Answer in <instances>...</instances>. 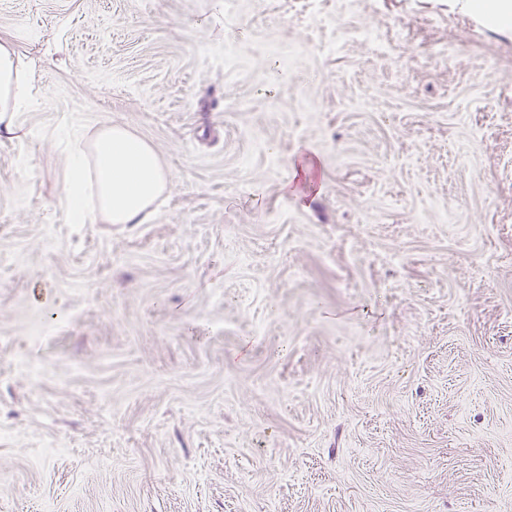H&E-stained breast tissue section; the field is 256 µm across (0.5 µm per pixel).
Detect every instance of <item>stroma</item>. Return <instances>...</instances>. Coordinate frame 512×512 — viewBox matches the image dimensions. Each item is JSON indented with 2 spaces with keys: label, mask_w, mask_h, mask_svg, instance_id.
Masks as SVG:
<instances>
[{
  "label": "stroma",
  "mask_w": 512,
  "mask_h": 512,
  "mask_svg": "<svg viewBox=\"0 0 512 512\" xmlns=\"http://www.w3.org/2000/svg\"><path fill=\"white\" fill-rule=\"evenodd\" d=\"M0 40L34 91L0 131V512H512V23L0 0ZM106 123L170 174L146 223L67 221L64 140Z\"/></svg>",
  "instance_id": "35a3bbf8"
}]
</instances>
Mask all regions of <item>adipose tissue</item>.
<instances>
[{"mask_svg": "<svg viewBox=\"0 0 512 512\" xmlns=\"http://www.w3.org/2000/svg\"><path fill=\"white\" fill-rule=\"evenodd\" d=\"M31 79L12 46L0 42V126L7 113L27 111ZM64 206L72 224L97 218L108 224H140L167 188L168 176L146 141L120 125L100 127L89 140L68 146Z\"/></svg>", "mask_w": 512, "mask_h": 512, "instance_id": "ef3b65f1", "label": "adipose tissue"}]
</instances>
